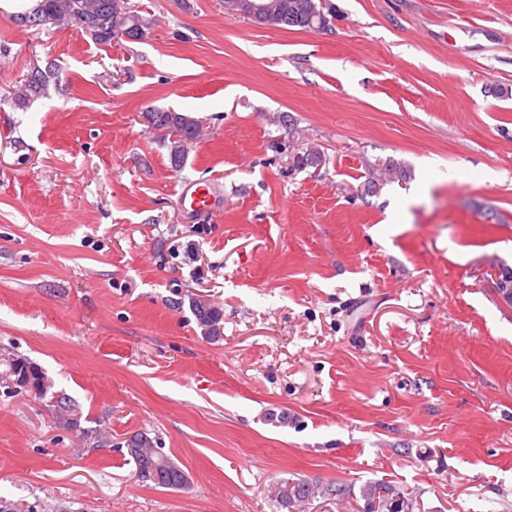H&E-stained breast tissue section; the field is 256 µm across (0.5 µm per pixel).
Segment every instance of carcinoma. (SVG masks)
<instances>
[{
	"instance_id": "1",
	"label": "carcinoma",
	"mask_w": 512,
	"mask_h": 512,
	"mask_svg": "<svg viewBox=\"0 0 512 512\" xmlns=\"http://www.w3.org/2000/svg\"><path fill=\"white\" fill-rule=\"evenodd\" d=\"M269 5V8L257 19V23L287 30L325 28L328 24L324 12L325 0H243L247 5L257 2ZM18 22L27 27H56L65 29L76 27L98 45L110 46L124 33L138 42L148 37L153 22L120 4V0H36V4L16 15ZM55 75L52 66L33 69L27 75L20 90L13 94L10 105L24 110L45 94L47 83ZM148 120L147 127L163 145L169 149L171 168L178 171L187 161L189 146L201 136L203 120L186 112L173 109L148 108L142 112ZM297 167H317L321 163L320 153L312 148L302 149L293 155ZM193 313L199 324L205 327L210 336H217V326L223 319V312L202 301L192 302ZM7 377L13 378L14 386L25 390L38 389V395L44 396L45 377L43 372L25 358L9 361ZM157 457V476L150 478L154 484L179 489L184 471L161 452ZM276 499L288 506L292 501H301L314 494L315 485L299 479L295 482L278 483ZM399 492L393 486L383 482L368 484L363 488L365 501L363 512H385L388 502Z\"/></svg>"
}]
</instances>
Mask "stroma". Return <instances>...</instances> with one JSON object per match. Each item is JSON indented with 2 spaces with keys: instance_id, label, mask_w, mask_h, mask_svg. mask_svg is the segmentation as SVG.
Returning <instances> with one entry per match:
<instances>
[{
  "instance_id": "stroma-1",
  "label": "stroma",
  "mask_w": 512,
  "mask_h": 512,
  "mask_svg": "<svg viewBox=\"0 0 512 512\" xmlns=\"http://www.w3.org/2000/svg\"><path fill=\"white\" fill-rule=\"evenodd\" d=\"M128 5L155 27L119 51L0 0V359L50 384L0 386V501L288 512L272 485L306 479L512 512V0H328L315 30ZM149 107L204 120L181 170ZM296 142L321 165L294 169ZM389 160L403 178L364 195ZM189 181L210 212L180 206ZM138 433L185 488L138 476ZM52 68V64L46 66L44 70L40 67L34 68L31 73L27 75L20 90L12 95L8 103L15 109H27L32 103L45 94L49 78L58 73H55V70L53 71ZM192 310L202 327H205L206 333L210 336H219L217 326L223 319V312L216 307L206 304L202 301H192ZM8 366L9 371L6 376L8 378L14 377L11 379L14 386L29 391H33L32 389L36 388L39 390L36 395H39V397L46 395L48 387L44 386L46 382L43 372L37 366L33 365L32 362L25 358H16L11 359ZM44 387L45 391H43Z\"/></svg>"
}]
</instances>
